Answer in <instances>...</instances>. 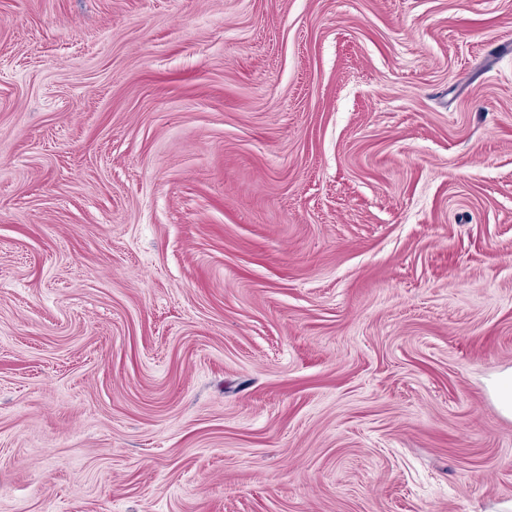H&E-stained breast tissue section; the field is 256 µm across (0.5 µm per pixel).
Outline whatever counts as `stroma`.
Listing matches in <instances>:
<instances>
[{"mask_svg": "<svg viewBox=\"0 0 512 512\" xmlns=\"http://www.w3.org/2000/svg\"><path fill=\"white\" fill-rule=\"evenodd\" d=\"M512 0H0V512H507ZM489 392L501 414L512 419V369L498 373L489 384Z\"/></svg>", "mask_w": 512, "mask_h": 512, "instance_id": "1", "label": "stroma"}]
</instances>
